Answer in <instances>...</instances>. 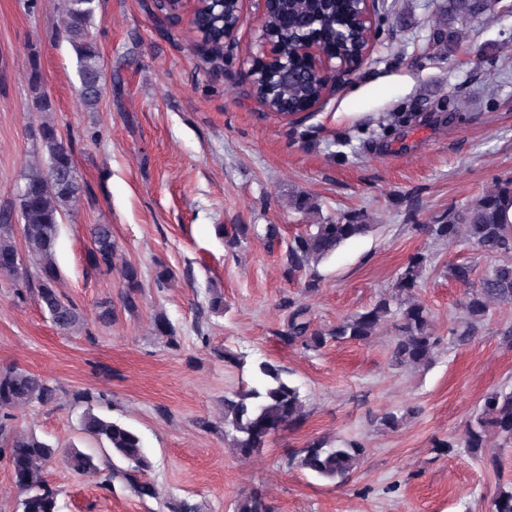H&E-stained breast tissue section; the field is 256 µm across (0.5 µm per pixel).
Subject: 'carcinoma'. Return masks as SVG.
Instances as JSON below:
<instances>
[{"label": "carcinoma", "instance_id": "obj_1", "mask_svg": "<svg viewBox=\"0 0 512 512\" xmlns=\"http://www.w3.org/2000/svg\"><path fill=\"white\" fill-rule=\"evenodd\" d=\"M96 0H63L64 28L78 58L80 99L89 109L101 99V55L91 21ZM448 20L457 24L453 43L461 45L471 24L492 15L498 0H447ZM209 0H199L193 25L195 32L205 31L200 38V62L208 71L224 67V27L233 26L240 9L239 0H224V11L209 10ZM266 35L279 52L287 56L298 36L308 31L329 48H340L336 30L347 35V45L354 48L364 42V32L348 16V0H275L262 17ZM29 83L34 105L41 113L37 124L30 126L33 145L40 150L42 163L29 168L23 183L17 187L16 205L0 208V275L13 279L18 290L34 295L41 309L61 331L69 333L85 322L76 302L57 288L58 270L54 262L59 224L70 207L83 193L73 160L72 144L66 141L56 124L46 117L51 111L47 96L41 91L37 68H31ZM253 92L266 107L300 106L320 97L319 77L300 66L282 79L275 71L260 65L253 71ZM366 214L343 212L318 224H310L305 232L288 242L285 265L294 274L331 256L347 241L372 231ZM418 230L436 240H456L477 247L494 264L480 277L467 263L448 265V278L466 287L464 321L453 331L459 344L469 341L490 314V305H512V180L499 184L474 205L450 211L448 217ZM93 247L88 254L90 266L105 274L118 269L125 288L124 307L137 308L141 289L139 268L127 262L114 264L112 228L93 224L90 228ZM431 258L423 251L410 256L398 274L394 292L384 293L366 310L343 319L328 333L310 328L308 308L299 305L289 316L290 343L299 342L321 348L330 340H369L379 322L393 320L396 336L392 341V362L398 366H420L429 362L439 343L431 328L428 308L416 297L422 287V274ZM153 330L167 343L177 342L175 326L159 312L154 315ZM61 387L43 375L15 367H0V455L11 466V473L23 498L21 512H59V490L47 483L45 468L56 457L74 472L97 477L103 486L111 485L119 474L143 472L150 461L141 437L133 429L94 412L93 397L88 390L72 394L74 405L82 408L79 427L83 434L112 452V457L127 468L112 465L72 447L58 454L57 447L34 433H24L13 425L14 416L7 410L17 407L45 408L58 403ZM303 401L296 386L280 367L265 363L253 386L224 398L222 424L230 428L232 447L247 458L264 447L266 440L278 431L296 423L303 416ZM495 429L512 444V389L487 394L479 412L459 437V444L470 456L482 458L488 428ZM366 448L356 440L331 444L314 441L301 450L299 464L314 475L331 480H344L364 455ZM493 512H512V488L501 489L492 502ZM236 512H267L263 499L257 495L240 499Z\"/></svg>", "mask_w": 512, "mask_h": 512}]
</instances>
